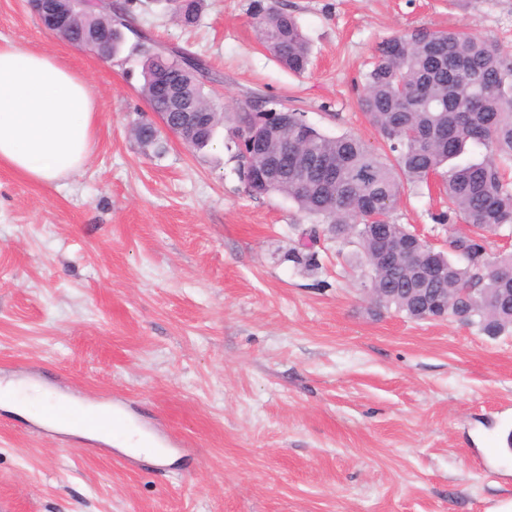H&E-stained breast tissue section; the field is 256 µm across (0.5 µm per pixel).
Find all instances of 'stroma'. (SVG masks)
<instances>
[{
	"instance_id": "stroma-1",
	"label": "stroma",
	"mask_w": 512,
	"mask_h": 512,
	"mask_svg": "<svg viewBox=\"0 0 512 512\" xmlns=\"http://www.w3.org/2000/svg\"><path fill=\"white\" fill-rule=\"evenodd\" d=\"M250 0H205L197 25L138 0L125 33L203 57L226 114L286 100L331 136L383 143L361 111L378 42L454 28L512 47V0H278L312 47L303 75L259 44ZM0 36L53 52L90 84L84 170L38 185L0 167V381L109 405L169 453L92 452L0 406V512H491L512 501V335L376 312L335 245L308 275L285 261L309 220L250 196L228 129L201 151L131 128L150 117L138 56L110 62L49 37L24 0ZM438 188L394 217L436 248Z\"/></svg>"
}]
</instances>
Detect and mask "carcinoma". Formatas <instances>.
<instances>
[{
  "label": "carcinoma",
  "instance_id": "carcinoma-1",
  "mask_svg": "<svg viewBox=\"0 0 512 512\" xmlns=\"http://www.w3.org/2000/svg\"><path fill=\"white\" fill-rule=\"evenodd\" d=\"M182 25L198 23L204 0H167ZM133 0L102 14L86 6V25L71 39L92 28L112 31L127 27ZM249 14L259 43L281 66L296 74L311 64V47L295 15L274 0H250ZM142 58L140 92L155 113L169 114L155 90V77L164 68L179 80L184 96L210 112L207 123L190 142L202 150L224 124L207 84L215 81L200 58L189 63L181 50L148 37L133 48ZM359 106L388 148L383 154L350 134L328 136L311 125L304 113L275 97L248 100L234 113L230 147L237 174L249 187L268 155L281 160L282 174L265 190L278 193L314 220L307 228L294 225L297 244L285 260L314 274L321 269L320 250L308 248L317 228L336 227V241L357 244L361 276L379 289L378 310H394L421 319L418 293L448 302L430 310L437 319L475 326L490 337L512 334V251L489 250V236L512 237V51L497 42L462 31L396 32L379 42L364 75ZM264 112L281 134L264 143L247 137L252 113ZM134 136L144 146L161 148L160 134L149 121L138 122ZM336 159L333 182L322 178L318 160ZM443 178V206L431 215L448 232V251L430 250L426 264L442 268L421 291L413 290L419 265H408L380 253L383 238L405 239L414 230L393 218L405 190H419L430 178ZM470 234L456 230L457 221Z\"/></svg>",
  "mask_w": 512,
  "mask_h": 512
}]
</instances>
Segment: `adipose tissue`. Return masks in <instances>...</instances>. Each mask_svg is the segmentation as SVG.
I'll list each match as a JSON object with an SVG mask.
<instances>
[{
  "label": "adipose tissue",
  "mask_w": 512,
  "mask_h": 512,
  "mask_svg": "<svg viewBox=\"0 0 512 512\" xmlns=\"http://www.w3.org/2000/svg\"><path fill=\"white\" fill-rule=\"evenodd\" d=\"M98 104L86 80L50 52L0 38V164L54 185L88 162Z\"/></svg>",
  "instance_id": "1"
}]
</instances>
